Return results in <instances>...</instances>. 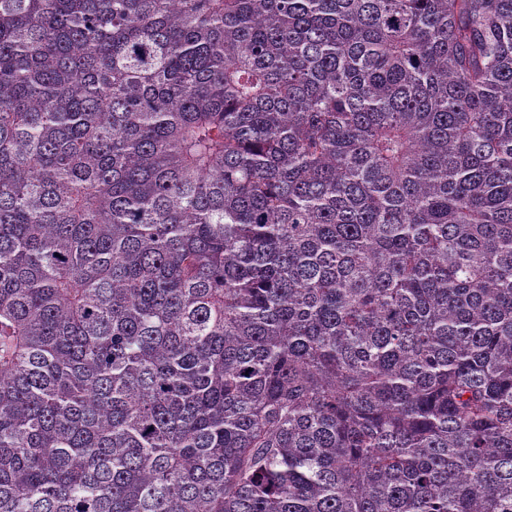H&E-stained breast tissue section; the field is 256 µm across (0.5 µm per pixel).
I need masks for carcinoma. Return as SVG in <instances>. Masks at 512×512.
Masks as SVG:
<instances>
[{"label": "carcinoma", "instance_id": "carcinoma-1", "mask_svg": "<svg viewBox=\"0 0 512 512\" xmlns=\"http://www.w3.org/2000/svg\"><path fill=\"white\" fill-rule=\"evenodd\" d=\"M0 512H512V0H0Z\"/></svg>", "mask_w": 512, "mask_h": 512}]
</instances>
